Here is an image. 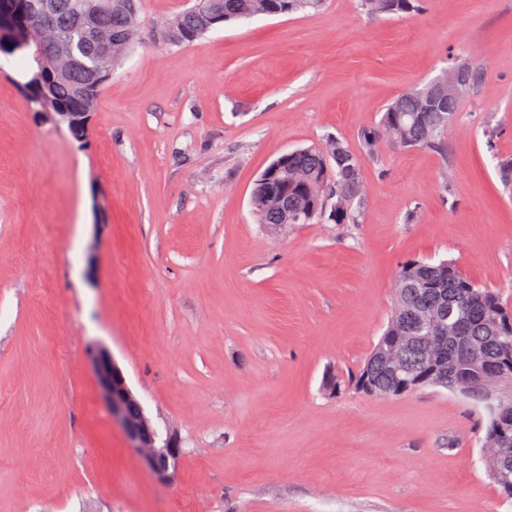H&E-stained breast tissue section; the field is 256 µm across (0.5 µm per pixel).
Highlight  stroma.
I'll return each instance as SVG.
<instances>
[{
	"label": "stroma",
	"mask_w": 512,
	"mask_h": 512,
	"mask_svg": "<svg viewBox=\"0 0 512 512\" xmlns=\"http://www.w3.org/2000/svg\"><path fill=\"white\" fill-rule=\"evenodd\" d=\"M456 57L485 72L447 156L367 154L384 106ZM22 82L0 59V512H512L472 401L327 388L377 343L406 261L455 260L512 305V0L377 20L325 0L140 45L82 147ZM330 136L361 156L359 223H256L263 170ZM99 345L180 438L173 482L113 421Z\"/></svg>",
	"instance_id": "stroma-1"
}]
</instances>
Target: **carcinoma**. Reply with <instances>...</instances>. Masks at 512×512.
<instances>
[{
    "label": "carcinoma",
    "mask_w": 512,
    "mask_h": 512,
    "mask_svg": "<svg viewBox=\"0 0 512 512\" xmlns=\"http://www.w3.org/2000/svg\"><path fill=\"white\" fill-rule=\"evenodd\" d=\"M19 7L15 0H0V11H11L17 24L34 0H24ZM64 4L61 23L54 29L34 31L32 37L51 47L60 42L81 55L90 66L95 65L96 46L86 40L78 15L84 0H60ZM323 0H196L197 8L186 9L171 19L153 25L150 39L160 45L170 29L181 33V47L192 46L207 32L246 18L288 15L318 9ZM362 11L379 19L403 12L418 13L423 0H360ZM96 26L112 34V67H118L141 43L144 29L139 16L138 0H111L96 18ZM484 75V65L464 62L463 80L466 92L473 91ZM44 80L51 87L44 101L29 102L37 112H93L97 109L102 87L88 81L83 70L70 73L54 67L46 69ZM463 97H448L438 91L435 80L413 87L393 100L379 121L364 133L368 153L381 143L403 148H424L444 153L448 130L455 120ZM288 195V214L279 210L277 194ZM252 213L260 224H357L364 206L361 186V159L343 141L329 138L323 143L298 148L279 156L256 180L251 193ZM434 330L448 336L453 344L459 331L471 339L479 350L491 345L504 360L501 370L512 378V307L503 303L498 293L482 288L464 275L452 260L428 263L407 262L399 271L391 316L378 342L360 369L348 377L354 390L367 396H397L399 381L378 368L374 361L380 353L398 352L406 342L403 336L414 337L413 343ZM448 368L456 377L478 382L483 366L466 353L448 350ZM488 413L485 441L488 456L496 461L497 473L489 476L503 494L512 498V428L506 436L499 433L496 411L484 405Z\"/></svg>",
    "instance_id": "cac0c4a2"
}]
</instances>
